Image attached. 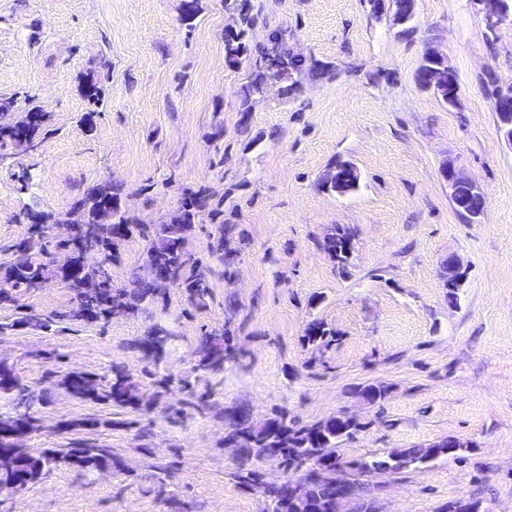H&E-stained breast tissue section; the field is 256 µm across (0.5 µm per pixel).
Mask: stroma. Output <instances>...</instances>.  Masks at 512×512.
Masks as SVG:
<instances>
[{"label":"stroma","instance_id":"stroma-1","mask_svg":"<svg viewBox=\"0 0 512 512\" xmlns=\"http://www.w3.org/2000/svg\"><path fill=\"white\" fill-rule=\"evenodd\" d=\"M250 2L254 53L231 67L224 32L238 0H197L189 21L184 0H0V99H14L11 120L34 107L46 117L34 150L0 148V264L27 235L28 210L69 213L104 182L148 225L184 191L209 188L237 252L202 305L174 286L135 313L84 322L57 281L0 303V364L36 399L24 445L83 441L114 461L56 467L0 497V512H264L261 489L232 477L225 412L236 406L301 426L347 412L361 425L339 449L347 461L454 436L458 457L348 475L385 512H444L460 498L512 512V146L492 93L512 86V22L487 29L478 0H414L405 35L385 2ZM276 35L304 62L297 88L271 80L249 94L256 51ZM430 51L458 74L456 105L417 82ZM91 77L104 93L95 111L82 94ZM340 161L360 172L346 195L324 185ZM449 164L483 192L479 221L452 204ZM339 225L358 230L344 267L322 246ZM450 258L464 274L453 304L441 280ZM21 311L46 327L17 324ZM314 320L338 336L326 351L302 340ZM157 327L170 339L153 363L139 344ZM208 334L239 355L211 388L196 370ZM116 364L139 383V407L61 385ZM167 375L191 382L197 407L160 388ZM368 384L387 387L385 399H362Z\"/></svg>","mask_w":512,"mask_h":512}]
</instances>
